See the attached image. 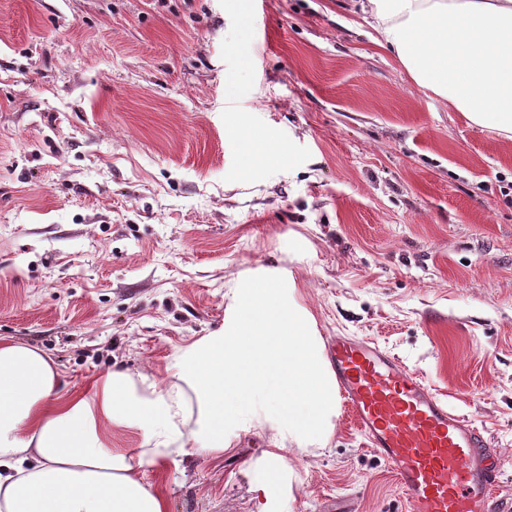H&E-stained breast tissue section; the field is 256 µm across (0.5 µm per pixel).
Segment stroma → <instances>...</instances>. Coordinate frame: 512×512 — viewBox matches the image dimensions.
Instances as JSON below:
<instances>
[{"mask_svg":"<svg viewBox=\"0 0 512 512\" xmlns=\"http://www.w3.org/2000/svg\"><path fill=\"white\" fill-rule=\"evenodd\" d=\"M233 2L0 0V336L79 391L163 386L264 282L316 336L419 370L485 429L512 500V139L415 84L357 0ZM257 139L273 156L246 164ZM333 424L280 450L250 406L223 451L149 480L168 512H406Z\"/></svg>","mask_w":512,"mask_h":512,"instance_id":"1","label":"stroma"}]
</instances>
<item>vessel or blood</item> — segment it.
<instances>
[{
  "label": "vessel or blood",
  "instance_id": "obj_1",
  "mask_svg": "<svg viewBox=\"0 0 512 512\" xmlns=\"http://www.w3.org/2000/svg\"><path fill=\"white\" fill-rule=\"evenodd\" d=\"M325 351L347 416L407 512H491L500 473L478 426L372 339L332 336Z\"/></svg>",
  "mask_w": 512,
  "mask_h": 512
}]
</instances>
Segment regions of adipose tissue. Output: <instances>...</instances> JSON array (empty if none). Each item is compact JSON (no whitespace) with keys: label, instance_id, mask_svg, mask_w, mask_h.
Instances as JSON below:
<instances>
[{"label":"adipose tissue","instance_id":"1","mask_svg":"<svg viewBox=\"0 0 512 512\" xmlns=\"http://www.w3.org/2000/svg\"><path fill=\"white\" fill-rule=\"evenodd\" d=\"M361 9L418 86L512 139V0H363ZM257 396L278 444L331 435L339 397L320 340L271 288L240 291L234 319L182 350L163 389L112 371L77 392L46 352L0 337V512H167L147 471L223 451L225 422ZM116 427L141 433L140 447L114 449Z\"/></svg>","mask_w":512,"mask_h":512}]
</instances>
